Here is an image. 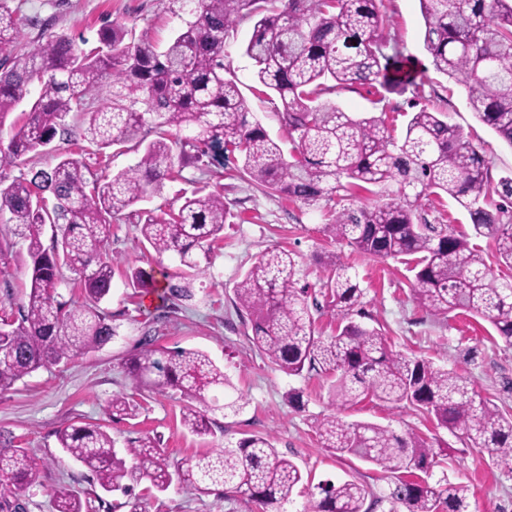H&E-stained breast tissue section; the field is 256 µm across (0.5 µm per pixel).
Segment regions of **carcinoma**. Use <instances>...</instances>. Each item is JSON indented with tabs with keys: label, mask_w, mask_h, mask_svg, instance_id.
I'll return each instance as SVG.
<instances>
[{
	"label": "carcinoma",
	"mask_w": 512,
	"mask_h": 512,
	"mask_svg": "<svg viewBox=\"0 0 512 512\" xmlns=\"http://www.w3.org/2000/svg\"><path fill=\"white\" fill-rule=\"evenodd\" d=\"M12 0H0V131L32 93L37 97L22 124L0 141V168L47 150L68 133L65 118L80 113L83 137L106 149L137 141L138 160L115 174L88 180L83 161L62 155L54 166L9 184L0 179V215L27 241L30 279L19 319L0 320V394L49 365L72 360L109 343L115 329L100 308L110 294L115 259L106 249L112 219L129 206L161 193L187 166L204 165L208 150L238 155L240 172L269 193L307 206L357 190H372L381 204L347 206L325 231L354 250L399 259L414 272V298L438 321L455 311L488 321L512 347V281L496 277L483 255L433 217V201L446 194L469 215L474 235L491 240L496 263L512 269V175L496 178L485 156L443 112L413 113L401 137L382 116H353L327 99L338 89L379 84L387 91L417 86L407 58L383 52L384 0H178L181 26L164 49L113 21L100 30L99 46L85 51L69 35L41 24L32 49L14 47L23 38ZM424 48L433 68L466 90L475 117L512 147V0H419ZM253 21L244 54L258 81L279 100L276 113L288 131L290 149L270 136L249 112L238 83L224 76L228 39L243 20ZM102 105L93 108L95 99ZM154 133L147 141L142 133ZM178 209L149 213L141 234L154 252L198 267L193 251L206 253L224 239L231 213L224 194L195 188L178 198ZM51 229V244L42 235ZM75 271L85 302L58 300L60 269ZM296 255L285 249L262 253L234 285V304L246 313L248 340L272 367L289 375L303 370L331 377L332 401L366 399L410 405L462 444L512 461V414L484 399L448 369L392 350L381 329L353 319L362 315L363 289L337 262L329 264L319 293L332 298L339 316L336 335L315 327L321 310L300 284ZM146 336L126 359L132 388L183 396L181 421L196 435L211 433L198 409L208 393L222 392L224 410L235 414L240 399L224 369L200 349L165 348ZM128 394L112 397L107 414L131 416ZM323 447L353 456L397 476L388 512H469L468 488L449 481L430 484L435 457L428 437L387 426L343 422L330 414L316 426ZM60 447L81 462L106 492L128 493L126 481H146L158 492L172 484L199 493L224 488L241 494L262 512H284L300 467L280 454L269 434H252L222 448L171 465L156 442L142 439L127 454V466L103 426L70 425L57 433ZM420 471L415 480L404 478ZM39 471L27 449L0 436V512H19L9 496L16 485H33ZM314 512H369L370 490L355 480H323L315 486ZM55 512H82L81 502L61 489Z\"/></svg>",
	"instance_id": "1"
}]
</instances>
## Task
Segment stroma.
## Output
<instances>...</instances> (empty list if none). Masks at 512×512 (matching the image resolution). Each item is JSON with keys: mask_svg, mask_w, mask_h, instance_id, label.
Here are the masks:
<instances>
[{"mask_svg": "<svg viewBox=\"0 0 512 512\" xmlns=\"http://www.w3.org/2000/svg\"><path fill=\"white\" fill-rule=\"evenodd\" d=\"M14 4L23 22L21 46L25 49L37 39L38 29L33 25L37 19L50 20L56 31L67 33L86 51L97 46L98 32L109 21L126 22L135 35L161 46L180 24L178 0H14ZM384 6L389 23L383 37L398 45L405 56L416 59L419 87L402 93H390L377 85L340 90L334 96L337 105L355 115L385 114L388 128L398 135L413 106L448 113L451 122L480 147L494 176L512 173V147L477 120L457 81L433 69L423 48L419 0H385ZM251 31V22L239 25L235 39L226 47L224 64L238 82L253 120L270 135L280 136L284 130L260 94L255 67L243 52ZM66 122L68 136L55 139L47 153L27 156L6 169L7 178L29 177L31 170L49 167L58 156L67 154L83 159L94 174L105 169L117 172L137 161L135 143L99 151L83 139L79 114H70ZM195 186L223 192L235 218L225 225L223 242L209 257L200 258L201 271L193 281L192 298L168 309L156 292L126 287L125 273L157 265L172 274L179 272L177 257L157 256L143 239L140 213L165 206ZM327 222L326 204L308 207L264 192L231 164L210 165L205 173L187 167L181 179L166 184L161 196L133 205L113 221L108 249L118 257L119 265L102 307L116 331L114 338L99 350L38 370L0 394V433L27 449L39 467L38 483L14 494L23 512H53L54 495L63 488L81 499L83 512H261L246 499L225 500L219 490L201 495L174 485L160 493L142 483L129 495L103 491L90 471L58 444L57 431L71 424L102 425L122 452L133 441L156 440L174 463L256 432L271 434L277 450L309 476L308 483L296 489L287 512H311L309 487L326 479H354L367 485L373 496L387 495L394 486L390 474L351 456L336 457L322 447L315 424L329 414L348 423L373 421L399 433L409 430L436 438L434 478L468 485L469 512H512V464L462 447L457 438L436 428L419 410L376 401L335 404L325 374H286L274 369L250 344L245 320L233 307V285L241 274L266 249L284 247L296 253L306 282L316 286L326 273L324 257L333 255L349 266L364 290L366 324L382 328L394 349L432 361L435 367L455 370L481 397L512 411V348L504 347L491 325L468 313L455 315L444 324L432 321L414 298V278L404 264L354 252L326 235ZM25 259V243L11 231L1 233L0 315L17 317L27 300ZM146 335L157 337L159 344L169 348L208 352L241 396L240 411L227 415L218 407H208L205 415L211 432L197 436L181 423L184 400L180 393L146 391L137 396L135 417L110 418L105 407L112 396L132 392L124 359ZM292 390L300 392L301 406L289 404Z\"/></svg>", "mask_w": 512, "mask_h": 512, "instance_id": "stroma-1", "label": "stroma"}]
</instances>
